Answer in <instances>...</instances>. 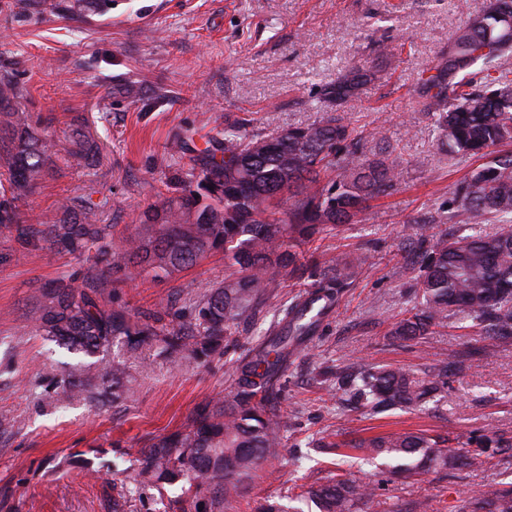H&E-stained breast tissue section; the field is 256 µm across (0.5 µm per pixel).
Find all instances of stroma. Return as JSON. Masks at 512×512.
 <instances>
[{
	"instance_id": "1",
	"label": "stroma",
	"mask_w": 512,
	"mask_h": 512,
	"mask_svg": "<svg viewBox=\"0 0 512 512\" xmlns=\"http://www.w3.org/2000/svg\"><path fill=\"white\" fill-rule=\"evenodd\" d=\"M17 2L0 0V75L22 89V108L49 122L59 153L70 147L73 117L100 150L96 168L61 167L22 201L33 225L56 223L60 199L81 196L115 237L138 232L139 212L157 202L163 182L185 175L208 137L244 119L256 133L316 123L328 109L323 86L356 61L374 74L339 112L357 128L384 133L402 164L401 184L314 242L321 267L360 251L372 265L284 364L278 456L225 494L216 512H257L339 474L372 484L377 512H469L472 500L512 480V463L494 458L413 481L390 476L380 460L344 462L324 447L446 426L512 433V340L485 346L454 317L418 341L390 334L414 303L418 269L409 258L417 240L471 232L455 219L435 222L467 168L437 150L414 90L483 0H112L106 11L82 13L74 0H33L25 10ZM186 131L187 148L174 149ZM90 271L85 259L0 227V512H178L183 481L136 483L140 448L229 395L237 360L278 331L285 308L311 282L277 278L223 353L179 365L151 355L147 367L133 368L130 395L101 408L59 401L55 380L84 357L37 332L43 289ZM224 275L216 252L168 278L133 267L106 273L102 293L133 315L173 299L186 318ZM443 361L447 390L417 412L347 408L336 383L337 368L353 363L424 374Z\"/></svg>"
}]
</instances>
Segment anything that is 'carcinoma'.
Instances as JSON below:
<instances>
[{
  "label": "carcinoma",
  "instance_id": "carcinoma-1",
  "mask_svg": "<svg viewBox=\"0 0 512 512\" xmlns=\"http://www.w3.org/2000/svg\"><path fill=\"white\" fill-rule=\"evenodd\" d=\"M502 0H486L470 15L433 67L416 87L417 103L431 114L437 147L459 163L486 162L469 169L448 190V213L468 224L495 221L493 234H433L422 241L416 282L417 302L396 324L393 335L414 340L455 316L489 342L512 339V19L500 15ZM371 79L353 67L321 95L340 106ZM14 81L0 76V226L30 241L62 247L86 256L93 267L120 270L132 264L161 279L196 265L214 252L224 253L232 273L207 290L187 324L167 320L173 306L133 319L101 297L103 283L89 276L82 283L61 278L42 294L39 330L66 348L94 358L113 347L125 348L112 362V398L126 390L127 363L157 348L172 364L216 353L239 326L256 315L266 288L279 276L310 271L315 291L285 309L286 325L263 340L235 368L230 397L207 403L184 430L150 439L139 451V477L157 484L181 479L191 492L182 512H200L198 496L224 485L237 490L279 447L278 396L274 392L288 347L308 334L316 314L339 301L345 288L364 271L370 255L336 258L332 271H317L314 253L294 247L327 226L345 224L375 198L400 185V162L380 134L366 135L340 114L306 126L265 134L238 122L224 127L211 147L192 159L190 178L173 177L139 222L151 232L132 234L116 249L109 225L100 224L83 201L68 197L67 219L37 229L28 224L19 202L34 194L57 168L58 152L41 128V116L17 106ZM69 156L95 165L96 148L72 129ZM101 377L91 366L57 380L60 398L96 399ZM348 401L374 409H413L448 387V366L419 376L401 367L357 369L341 375ZM491 448L512 458V436L497 432L465 436L448 427L440 432L388 433L323 447H349L388 460L395 474L428 468H472ZM319 512H375L372 489L348 479L310 488ZM470 512H512V483L471 503Z\"/></svg>",
  "mask_w": 512,
  "mask_h": 512
}]
</instances>
